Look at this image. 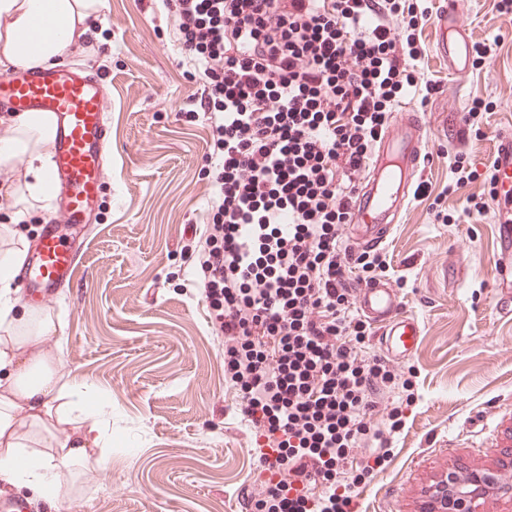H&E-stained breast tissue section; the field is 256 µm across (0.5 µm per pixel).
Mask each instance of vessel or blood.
<instances>
[{
    "mask_svg": "<svg viewBox=\"0 0 512 512\" xmlns=\"http://www.w3.org/2000/svg\"><path fill=\"white\" fill-rule=\"evenodd\" d=\"M471 24L466 0H443L436 18V51L448 60L450 89L456 97L474 65L468 38ZM0 103L13 117L42 114L53 128L54 209L28 248L20 278L24 298L44 307L61 289L74 284L84 262L88 242L72 236L69 229L93 223L99 205L110 145L108 97L92 66L60 63L0 73ZM423 134L421 116L406 111L380 137L368 174L350 205L351 250L379 247L397 224L421 166ZM494 161L500 188L512 192L511 136H497ZM498 244L502 275L512 279V205L501 209ZM355 299L362 317L380 327L379 349L384 355L404 359L416 351L422 326L402 312L397 290L389 281L361 283Z\"/></svg>",
    "mask_w": 512,
    "mask_h": 512,
    "instance_id": "obj_1",
    "label": "vessel or blood"
}]
</instances>
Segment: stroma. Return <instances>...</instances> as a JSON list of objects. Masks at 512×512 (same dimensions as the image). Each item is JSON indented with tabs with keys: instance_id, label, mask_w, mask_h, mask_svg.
Wrapping results in <instances>:
<instances>
[{
	"instance_id": "obj_1",
	"label": "stroma",
	"mask_w": 512,
	"mask_h": 512,
	"mask_svg": "<svg viewBox=\"0 0 512 512\" xmlns=\"http://www.w3.org/2000/svg\"><path fill=\"white\" fill-rule=\"evenodd\" d=\"M467 4L470 38L497 48L456 99L434 49L441 0L419 2L431 16L417 74L432 92L406 95L397 108L423 116L425 160L381 252L423 335L409 358L387 361L408 379V401L398 426L383 414L373 420L391 432L389 455L354 487L357 512H419L425 488L452 468L512 479V315L499 303L489 184L494 137L512 135V28L499 19V0ZM84 38L94 53L66 60L92 65L107 89L112 158L84 266L48 308L58 339L45 349L105 401L99 421L112 463L84 470L69 500L32 512H237L239 487L259 475L255 436L234 412L224 349L179 246L202 231L206 209L209 130L184 115L192 66L161 0H104ZM476 98L491 104L469 130L467 161L479 177L458 186L448 109ZM470 198L483 200V213L464 215Z\"/></svg>"
}]
</instances>
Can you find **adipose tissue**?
I'll return each instance as SVG.
<instances>
[{
	"mask_svg": "<svg viewBox=\"0 0 512 512\" xmlns=\"http://www.w3.org/2000/svg\"><path fill=\"white\" fill-rule=\"evenodd\" d=\"M102 0H0V65L38 67L66 55L79 27L97 18ZM47 36L31 44L37 20ZM52 130L38 114L12 120L0 136V160L27 158L31 179L25 202L48 201L51 193L48 144ZM20 250L0 252V484L24 488L56 501L75 468H104L109 456L94 455L83 430L102 410L85 385L63 379L42 345L55 335V323L36 309L18 307L15 276Z\"/></svg>",
	"mask_w": 512,
	"mask_h": 512,
	"instance_id": "1",
	"label": "adipose tissue"
}]
</instances>
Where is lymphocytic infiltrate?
Returning <instances> with one entry per match:
<instances>
[{"label": "lymphocytic infiltrate", "mask_w": 512, "mask_h": 512, "mask_svg": "<svg viewBox=\"0 0 512 512\" xmlns=\"http://www.w3.org/2000/svg\"><path fill=\"white\" fill-rule=\"evenodd\" d=\"M210 127L206 230L184 245L259 444L248 512H347L350 451L383 467L372 425L401 384L363 350L349 279L384 270L343 240L371 145L417 87L413 0H163ZM399 38H392L394 27Z\"/></svg>", "instance_id": "obj_1"}]
</instances>
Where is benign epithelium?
I'll return each instance as SVG.
<instances>
[{
  "instance_id": "obj_1",
  "label": "benign epithelium",
  "mask_w": 512,
  "mask_h": 512,
  "mask_svg": "<svg viewBox=\"0 0 512 512\" xmlns=\"http://www.w3.org/2000/svg\"><path fill=\"white\" fill-rule=\"evenodd\" d=\"M512 498V482L493 472L451 470L425 490L421 512H478V502L489 492Z\"/></svg>"
}]
</instances>
